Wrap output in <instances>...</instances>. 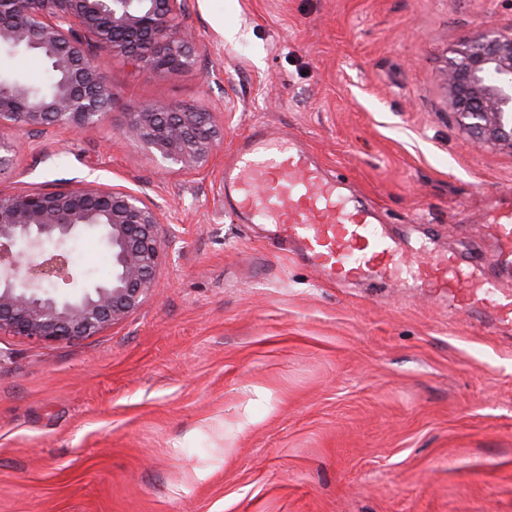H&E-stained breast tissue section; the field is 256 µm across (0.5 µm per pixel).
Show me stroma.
Masks as SVG:
<instances>
[{
	"instance_id": "1",
	"label": "stroma",
	"mask_w": 512,
	"mask_h": 512,
	"mask_svg": "<svg viewBox=\"0 0 512 512\" xmlns=\"http://www.w3.org/2000/svg\"><path fill=\"white\" fill-rule=\"evenodd\" d=\"M187 70L98 51L90 131L17 132L0 194L113 185L163 219L124 321L0 335V512H512V335L428 288H330L224 211V161L260 125L372 198L412 247L484 245L512 149L475 146L443 84L512 0H185ZM163 101L211 113L200 170L124 138Z\"/></svg>"
}]
</instances>
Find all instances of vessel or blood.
<instances>
[{
  "label": "vessel or blood",
  "instance_id": "b4317fda",
  "mask_svg": "<svg viewBox=\"0 0 512 512\" xmlns=\"http://www.w3.org/2000/svg\"><path fill=\"white\" fill-rule=\"evenodd\" d=\"M224 209L238 223L268 225L273 249L291 253L329 282L412 278L512 331V203L484 227L493 254L415 251L347 179L327 175L308 148L257 126L224 162Z\"/></svg>",
  "mask_w": 512,
  "mask_h": 512
}]
</instances>
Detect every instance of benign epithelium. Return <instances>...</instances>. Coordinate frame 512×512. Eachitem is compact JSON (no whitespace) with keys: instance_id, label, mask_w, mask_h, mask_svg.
I'll return each mask as SVG.
<instances>
[{"instance_id":"benign-epithelium-1","label":"benign epithelium","mask_w":512,"mask_h":512,"mask_svg":"<svg viewBox=\"0 0 512 512\" xmlns=\"http://www.w3.org/2000/svg\"><path fill=\"white\" fill-rule=\"evenodd\" d=\"M183 6L184 0H0V49L39 53L59 77L49 89L0 78V169L10 163L7 133L82 131L107 113L112 85L86 39L154 74L188 69L194 47L178 23ZM446 84L473 144L512 149V30L474 37L448 67ZM123 134L153 149L162 166L183 171L202 168L223 140L211 113L165 102L128 113ZM161 224L157 207L123 188L1 195L0 334L65 342L124 320L153 288L164 255ZM87 231L112 252V281L61 297L58 282L79 278L69 244ZM19 243L26 253L15 249Z\"/></svg>"}]
</instances>
